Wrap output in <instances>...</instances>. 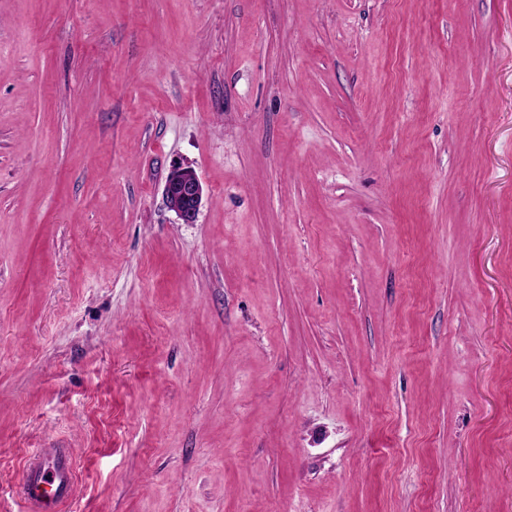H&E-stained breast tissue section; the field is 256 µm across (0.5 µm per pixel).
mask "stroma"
Instances as JSON below:
<instances>
[{
  "instance_id": "35a3bbf8",
  "label": "stroma",
  "mask_w": 512,
  "mask_h": 512,
  "mask_svg": "<svg viewBox=\"0 0 512 512\" xmlns=\"http://www.w3.org/2000/svg\"><path fill=\"white\" fill-rule=\"evenodd\" d=\"M43 448L59 512H512V0H0V512ZM168 206L186 224L196 221L205 197L203 183L195 169L172 165L164 184Z\"/></svg>"
}]
</instances>
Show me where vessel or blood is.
Wrapping results in <instances>:
<instances>
[{
  "mask_svg": "<svg viewBox=\"0 0 512 512\" xmlns=\"http://www.w3.org/2000/svg\"><path fill=\"white\" fill-rule=\"evenodd\" d=\"M73 491V467L66 449L54 448L35 455L22 485V495L31 512H48Z\"/></svg>",
  "mask_w": 512,
  "mask_h": 512,
  "instance_id": "1",
  "label": "vessel or blood"
}]
</instances>
